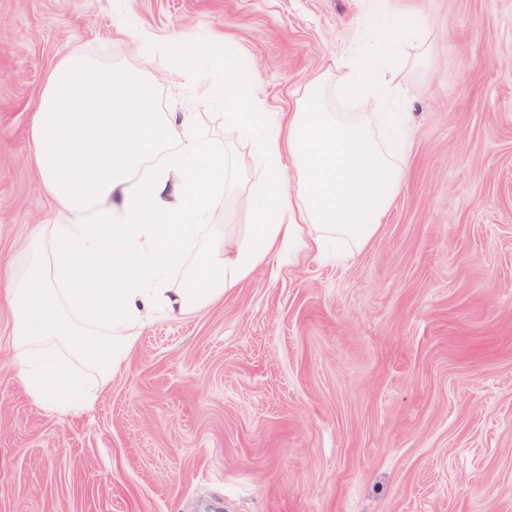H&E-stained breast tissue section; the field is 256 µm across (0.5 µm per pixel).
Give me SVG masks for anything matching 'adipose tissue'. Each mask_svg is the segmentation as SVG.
<instances>
[{"label":"adipose tissue","instance_id":"ef3b65f1","mask_svg":"<svg viewBox=\"0 0 512 512\" xmlns=\"http://www.w3.org/2000/svg\"><path fill=\"white\" fill-rule=\"evenodd\" d=\"M261 75L248 57L224 70V119L256 140L263 172L244 204L254 214L241 245L197 242L219 206L227 173L191 116L169 141V122L148 102L142 76L79 52L50 74L31 130L42 190L65 214L37 229L25 260L0 285L14 319L20 383L60 412L91 396L78 366L108 378L126 358L133 329L156 307L181 313L208 305L284 244L311 250L332 241L358 249L383 223L407 172L366 118L324 111L312 86L289 120L264 111ZM294 182L283 176L285 159ZM181 288L168 274L188 250Z\"/></svg>","mask_w":512,"mask_h":512}]
</instances>
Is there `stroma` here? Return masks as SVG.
<instances>
[{
  "label": "stroma",
  "instance_id": "stroma-1",
  "mask_svg": "<svg viewBox=\"0 0 512 512\" xmlns=\"http://www.w3.org/2000/svg\"><path fill=\"white\" fill-rule=\"evenodd\" d=\"M378 14L424 24L381 50ZM173 34L198 82L164 76ZM73 51L138 71L158 111L192 113L228 157L205 240L254 220L260 159L222 95L242 55L269 111L317 79L330 111H371L409 179L363 248H298L192 314L156 308L70 414L21 386L1 306L0 512H512V0H0V280L61 220L29 142ZM365 55L374 110L335 96Z\"/></svg>",
  "mask_w": 512,
  "mask_h": 512
}]
</instances>
